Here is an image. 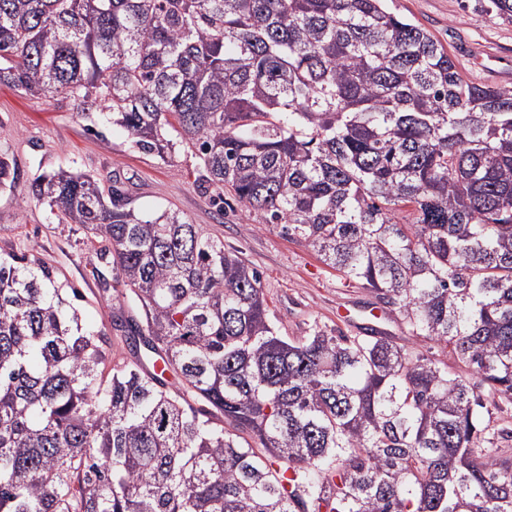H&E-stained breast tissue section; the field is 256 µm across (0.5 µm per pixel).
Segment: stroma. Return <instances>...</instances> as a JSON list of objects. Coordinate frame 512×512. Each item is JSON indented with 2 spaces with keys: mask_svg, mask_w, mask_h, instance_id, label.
I'll return each mask as SVG.
<instances>
[{
  "mask_svg": "<svg viewBox=\"0 0 512 512\" xmlns=\"http://www.w3.org/2000/svg\"><path fill=\"white\" fill-rule=\"evenodd\" d=\"M463 0H387L391 11L430 32L475 82L512 86V24L462 6ZM0 154L18 179L0 188V253L34 254L60 280L78 289L77 306L88 329L110 325L99 262L77 225L64 224L29 198L30 181L64 167L88 171L104 185L119 184L141 212L171 208L242 254L259 272L269 315L284 334L311 325L354 335L370 318L373 297L325 265L305 243L289 237L263 214L240 210L232 195L217 199L190 150L164 161L134 148L101 112L79 113L64 95L29 97L0 86Z\"/></svg>",
  "mask_w": 512,
  "mask_h": 512,
  "instance_id": "35a3bbf8",
  "label": "stroma"
}]
</instances>
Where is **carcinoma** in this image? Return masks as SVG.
<instances>
[{
	"instance_id": "carcinoma-1",
	"label": "carcinoma",
	"mask_w": 512,
	"mask_h": 512,
	"mask_svg": "<svg viewBox=\"0 0 512 512\" xmlns=\"http://www.w3.org/2000/svg\"><path fill=\"white\" fill-rule=\"evenodd\" d=\"M0 84L190 149L462 364L285 336L238 252L58 168L28 195L98 244L117 315L84 330L76 288L0 254V512H512L482 443L512 402V86L385 0H0Z\"/></svg>"
}]
</instances>
